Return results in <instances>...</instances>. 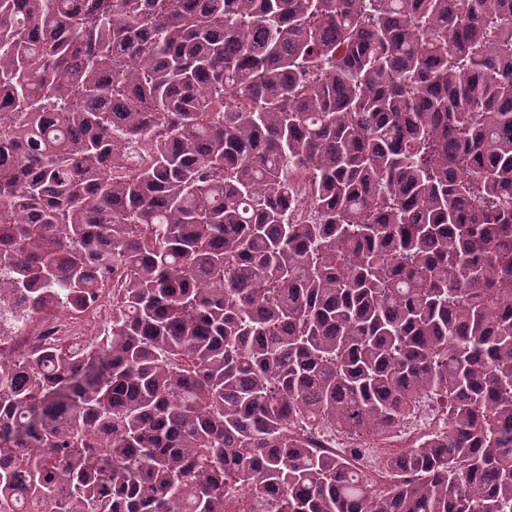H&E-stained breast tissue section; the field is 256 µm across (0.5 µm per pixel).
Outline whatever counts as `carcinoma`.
<instances>
[{
  "label": "carcinoma",
  "mask_w": 512,
  "mask_h": 512,
  "mask_svg": "<svg viewBox=\"0 0 512 512\" xmlns=\"http://www.w3.org/2000/svg\"><path fill=\"white\" fill-rule=\"evenodd\" d=\"M109 266L0 357V512H512V0H0V306ZM425 393L382 489L302 437ZM288 180L296 189L295 197L288 210V222L290 224H315L317 213L311 206L309 190L312 181L311 174L305 169H289ZM117 277L109 275L110 288L100 293L95 306L78 315H68L61 312H45L28 320V323L17 331H6L8 336L0 341V356L17 359L25 358L48 347H55L65 341L71 344L83 343L88 336L98 333L96 326L89 322H102L112 308V294ZM87 329V335H86Z\"/></svg>",
  "instance_id": "1"
}]
</instances>
